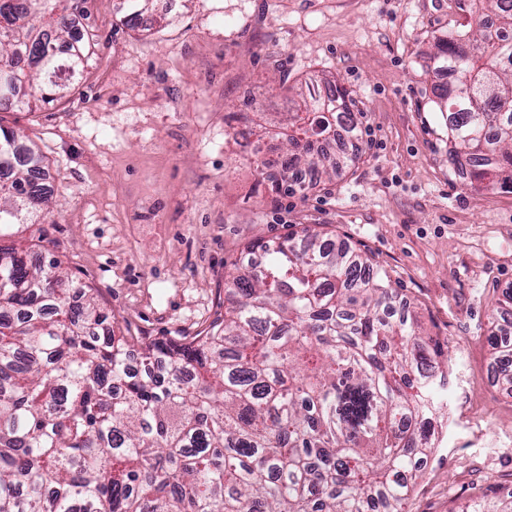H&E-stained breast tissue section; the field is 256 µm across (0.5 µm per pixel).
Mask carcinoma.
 <instances>
[{
	"label": "carcinoma",
	"instance_id": "obj_1",
	"mask_svg": "<svg viewBox=\"0 0 512 512\" xmlns=\"http://www.w3.org/2000/svg\"><path fill=\"white\" fill-rule=\"evenodd\" d=\"M151 0H122L135 25ZM471 33L435 44L448 163L474 191L512 187V0H482ZM74 0H0V112L66 97L100 42L79 32ZM278 131L280 159H255L261 183L318 181L348 160L315 145L355 127L346 90L314 80L295 91ZM0 128V228L38 224L49 204L45 157ZM309 229L260 245L265 261L228 274L224 317L189 343H141L144 368L108 314L55 258L28 266L0 245V512H404L418 464L445 418L448 355L401 310L387 275ZM491 310L486 336L512 385V349ZM463 512H512V489Z\"/></svg>",
	"mask_w": 512,
	"mask_h": 512
}]
</instances>
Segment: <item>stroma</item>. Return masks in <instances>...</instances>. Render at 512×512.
Masks as SVG:
<instances>
[{
  "mask_svg": "<svg viewBox=\"0 0 512 512\" xmlns=\"http://www.w3.org/2000/svg\"><path fill=\"white\" fill-rule=\"evenodd\" d=\"M86 0L100 55L69 97L0 112L47 155L53 215L9 228L26 260L61 261L131 345L192 338L224 313L248 244L304 226L387 271L426 334L448 342V420L406 512H462L512 488V385L486 387L489 314L512 289V191L469 190L448 165L432 88L436 39L466 31L457 0H173L161 32ZM313 74L352 98V162L305 191L256 193L235 139L240 95Z\"/></svg>",
  "mask_w": 512,
  "mask_h": 512,
  "instance_id": "stroma-1",
  "label": "stroma"
}]
</instances>
